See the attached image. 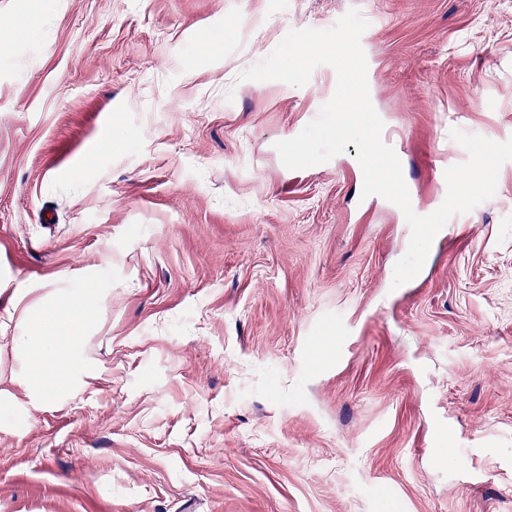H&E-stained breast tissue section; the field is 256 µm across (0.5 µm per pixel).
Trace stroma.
Wrapping results in <instances>:
<instances>
[{"label": "stroma", "instance_id": "stroma-1", "mask_svg": "<svg viewBox=\"0 0 512 512\" xmlns=\"http://www.w3.org/2000/svg\"><path fill=\"white\" fill-rule=\"evenodd\" d=\"M352 9L428 214L452 129L512 138V0H0V512H512V161L396 288L356 146L275 148L335 70L240 77ZM30 332L37 334L36 337L43 342V348L39 357V371L47 368L49 356L52 352L56 355L59 351L70 352L80 340V317L70 305L59 307L48 324L31 323Z\"/></svg>", "mask_w": 512, "mask_h": 512}]
</instances>
